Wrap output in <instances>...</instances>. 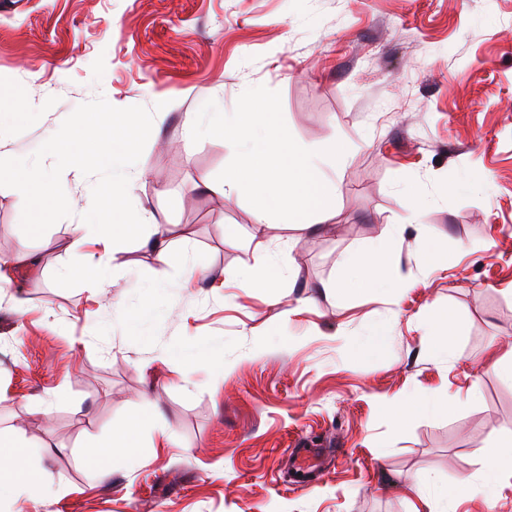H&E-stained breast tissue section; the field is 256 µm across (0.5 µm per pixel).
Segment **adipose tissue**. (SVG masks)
<instances>
[{"label": "adipose tissue", "mask_w": 512, "mask_h": 512, "mask_svg": "<svg viewBox=\"0 0 512 512\" xmlns=\"http://www.w3.org/2000/svg\"><path fill=\"white\" fill-rule=\"evenodd\" d=\"M83 127L84 135L59 131L50 139L51 147L63 150L69 163H83L91 153L107 159L119 151L131 155L133 144L150 134L148 128L134 125L118 113L113 114L108 123L100 115L89 114ZM217 133L241 148L242 159L235 168L225 172L222 181L210 183L209 188L224 197L241 187L250 188L259 203L255 213L256 235H264L269 212L285 210L304 218L313 212L328 211L329 193L322 179L320 149L291 145L267 100L253 99L244 103L237 112L225 117L222 124L193 126L190 136L196 139ZM94 187L108 191L110 204L96 223L74 225V238L68 249L75 260L63 272L64 277L80 278L93 298L103 286L111 260L124 252L130 239L148 244L160 263H167L169 257L168 244L163 239L152 238L143 222L113 223L114 213L124 207L123 197L129 190L128 185L106 179L95 182ZM67 204L68 199L58 182L40 175L34 177L24 191L22 216L28 219ZM344 263L366 289L389 292L400 285L394 259L381 242H373L363 251L348 255ZM145 430L154 434V449L168 446L171 435L167 428L161 426L154 415L144 413L134 420L116 424L106 436L92 438L83 453L84 463L104 478L110 474L114 461L138 462V440ZM29 446L28 439L18 431L0 443V501L9 503L35 495L49 505L69 495L70 487L51 471L30 466ZM511 481L512 438L496 443L478 477L460 478L439 498H430L421 485L413 482L406 483L405 490L428 512H454L456 503L470 491H477L492 502L498 498L503 485Z\"/></svg>", "instance_id": "1"}]
</instances>
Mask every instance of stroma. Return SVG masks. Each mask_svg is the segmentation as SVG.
I'll use <instances>...</instances> for the list:
<instances>
[{"mask_svg": "<svg viewBox=\"0 0 512 512\" xmlns=\"http://www.w3.org/2000/svg\"><path fill=\"white\" fill-rule=\"evenodd\" d=\"M257 96L293 145L344 157L341 172L323 166L327 214H272L255 238L254 196L205 184L237 164L236 146L188 142L186 121ZM0 110L19 114L0 148V253L40 260L38 279L18 272L0 292V435L22 427L33 463L72 488L13 512H410L405 479L454 485L512 435V381L486 367L512 345V0H0ZM88 112L152 129L126 169V209L171 252L162 266L130 240L95 302L60 271L89 187L109 172L59 170L48 145ZM18 156L61 174L70 199L36 233L20 217ZM380 238L401 291L363 289L343 263ZM273 252L284 272L269 295L244 273ZM188 256L204 279L187 282ZM448 312L452 363L430 351ZM379 321L389 346L360 351ZM196 342L214 363L184 381L161 365ZM472 388L450 414L400 426L389 412ZM131 411L155 412L171 447H142L141 465L95 480L81 450ZM301 436L335 455L297 486L284 451Z\"/></svg>", "mask_w": 512, "mask_h": 512, "instance_id": "obj_1", "label": "stroma"}]
</instances>
